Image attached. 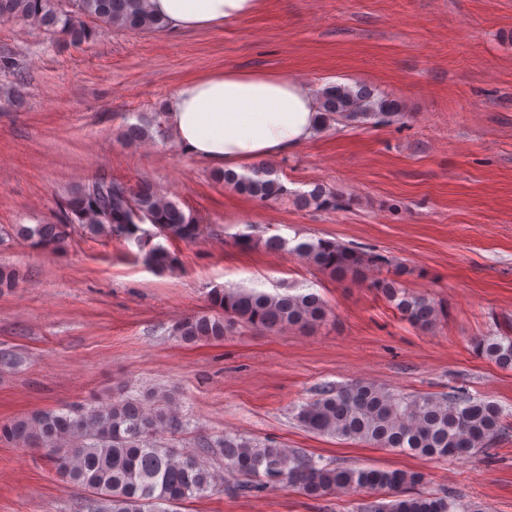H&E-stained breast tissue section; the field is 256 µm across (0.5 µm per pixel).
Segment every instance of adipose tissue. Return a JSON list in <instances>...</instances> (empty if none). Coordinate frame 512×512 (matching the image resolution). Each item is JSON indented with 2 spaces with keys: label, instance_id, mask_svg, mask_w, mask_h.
Masks as SVG:
<instances>
[{
  "label": "adipose tissue",
  "instance_id": "ef3b65f1",
  "mask_svg": "<svg viewBox=\"0 0 512 512\" xmlns=\"http://www.w3.org/2000/svg\"><path fill=\"white\" fill-rule=\"evenodd\" d=\"M260 0H150L174 32L212 29L253 15ZM314 91L273 71H227L183 82L165 104L180 147L218 171L286 155L316 132Z\"/></svg>",
  "mask_w": 512,
  "mask_h": 512
}]
</instances>
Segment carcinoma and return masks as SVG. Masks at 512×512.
Returning a JSON list of instances; mask_svg holds the SVG:
<instances>
[{
    "instance_id": "obj_1",
    "label": "carcinoma",
    "mask_w": 512,
    "mask_h": 512,
    "mask_svg": "<svg viewBox=\"0 0 512 512\" xmlns=\"http://www.w3.org/2000/svg\"><path fill=\"white\" fill-rule=\"evenodd\" d=\"M13 20L70 45L92 40L98 25L126 31L166 28L151 12L149 0H0V22ZM0 70L16 74L13 94L20 96L23 72L11 53L0 52ZM318 97L322 129L339 122L384 125L402 116L397 101L363 84H329ZM124 136L130 142L167 140L165 113L138 118L126 126ZM217 179L262 203L289 196L302 209L336 210L349 203L343 191L320 184L293 193L268 163H258L242 174L220 171ZM144 224L154 226L156 232L146 231ZM75 226L92 239L134 242L145 265L158 272L175 268L178 257L154 239L190 241L201 231L195 217L150 183L131 186L100 177L68 194L56 222L18 224L15 232L35 247L61 248ZM291 253L339 282L362 280L370 270L384 268L389 276L374 279L372 286L411 326L429 331L444 317L441 302L405 288L400 277L406 268L382 253L322 238L299 242ZM210 304L211 310L177 322L174 335L185 343L220 341L241 324L269 332L308 329L328 316L325 303L314 293L214 288ZM474 348L498 367L512 369L511 335L481 336ZM292 416L313 434L431 459L486 450L509 430L499 405L460 387L445 394H408L364 382L325 385L316 397L294 406ZM188 426L171 394L152 390L133 394L122 388L107 400L62 405L0 424V440L47 451L60 475L88 492L86 512H176L174 507L183 502L224 486L226 473L238 478L228 489L240 497L290 487L316 499L335 492L373 491L380 496L360 504L356 512H484L446 493L413 491L422 482L416 472L322 464L273 440L240 434L203 439L194 453L165 438ZM204 456L222 459V470L205 464Z\"/></svg>"
}]
</instances>
